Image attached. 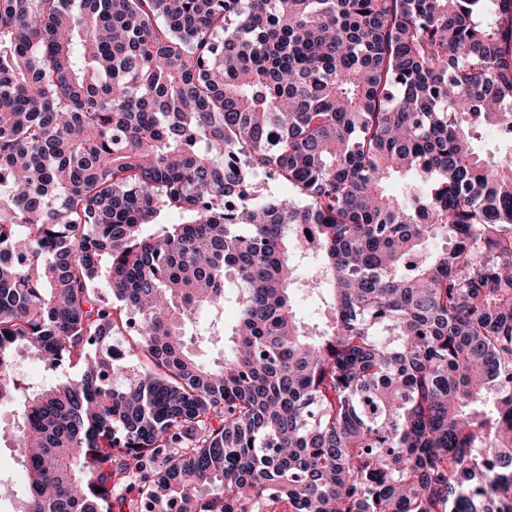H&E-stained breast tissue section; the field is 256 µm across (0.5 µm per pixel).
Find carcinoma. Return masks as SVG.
<instances>
[{
    "mask_svg": "<svg viewBox=\"0 0 512 512\" xmlns=\"http://www.w3.org/2000/svg\"><path fill=\"white\" fill-rule=\"evenodd\" d=\"M1 170L23 512H512V0H0Z\"/></svg>",
    "mask_w": 512,
    "mask_h": 512,
    "instance_id": "obj_1",
    "label": "carcinoma"
}]
</instances>
